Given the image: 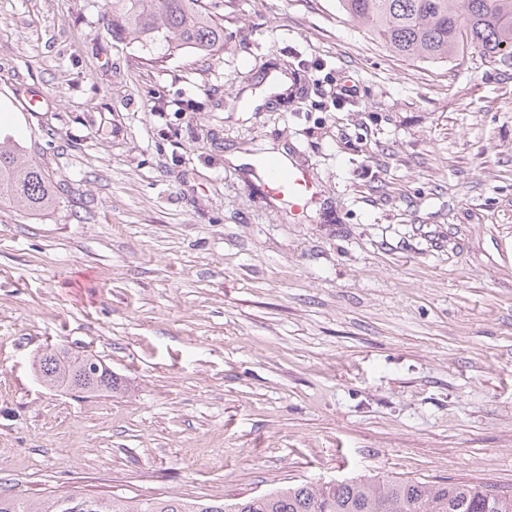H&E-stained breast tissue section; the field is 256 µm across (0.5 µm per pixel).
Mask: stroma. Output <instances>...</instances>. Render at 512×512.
Listing matches in <instances>:
<instances>
[{"label":"stroma","instance_id":"1","mask_svg":"<svg viewBox=\"0 0 512 512\" xmlns=\"http://www.w3.org/2000/svg\"><path fill=\"white\" fill-rule=\"evenodd\" d=\"M218 3L223 52L149 64L104 0H0V88L43 97L0 95V130L64 186L0 206V484L512 487V64L402 59L337 0ZM262 151L317 207L257 195ZM48 346L125 392L42 386Z\"/></svg>","mask_w":512,"mask_h":512}]
</instances>
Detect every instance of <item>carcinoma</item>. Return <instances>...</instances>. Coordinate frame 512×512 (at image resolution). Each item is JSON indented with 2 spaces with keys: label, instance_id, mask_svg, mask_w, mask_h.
Returning <instances> with one entry per match:
<instances>
[{
  "label": "carcinoma",
  "instance_id": "carcinoma-1",
  "mask_svg": "<svg viewBox=\"0 0 512 512\" xmlns=\"http://www.w3.org/2000/svg\"><path fill=\"white\" fill-rule=\"evenodd\" d=\"M341 10L404 59L442 62L478 47L493 62L512 60V0H339ZM112 38L136 45L146 61L185 49L224 47V19L207 0H112ZM62 186L26 147L0 135V204L26 215L53 210ZM52 348L34 358L46 386L86 393L125 390L101 361ZM0 512H512V489L483 482L357 477L288 485L248 498H100L74 490L32 500L0 488Z\"/></svg>",
  "mask_w": 512,
  "mask_h": 512
}]
</instances>
